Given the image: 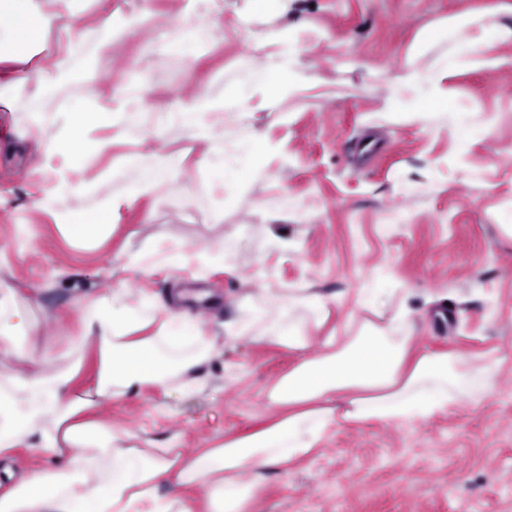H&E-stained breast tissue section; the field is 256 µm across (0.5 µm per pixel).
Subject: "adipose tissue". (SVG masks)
Segmentation results:
<instances>
[{"label": "adipose tissue", "instance_id": "ef3b65f1", "mask_svg": "<svg viewBox=\"0 0 512 512\" xmlns=\"http://www.w3.org/2000/svg\"><path fill=\"white\" fill-rule=\"evenodd\" d=\"M0 10L13 18L9 28L0 30V106L5 107L21 78L17 68L29 62L41 32L72 10L71 0H0ZM140 23L137 16L120 26L104 18L81 30L78 40L86 53H64L51 72L27 73L30 112H40L60 83L90 81L89 57L103 55ZM503 37L499 30L464 42L437 61L427 80L409 65L400 81L419 87L428 100H441L445 82L458 71L497 65L494 50ZM258 42L266 53L242 71L234 99L235 108L245 114L256 100L283 98L309 84L288 30L265 33ZM357 303L366 310L390 305L394 312L384 326L367 323L356 335L328 337L327 353L301 361L276 380L268 399L288 408V415L203 449L188 461L170 444L120 447L118 430L80 416L103 401L147 388L179 398L198 393L203 383L197 371L223 349V340L188 313L167 310L157 298L132 297L125 288L83 303L82 333L69 337L65 362L49 373L0 375V464L23 447L49 460L0 492V512H247L263 469L284 470L310 458L344 424H414L460 404L484 401L500 370L498 360L483 356L473 361L452 352L411 356V312L405 304L375 288L359 293ZM324 306L315 296L271 291L254 302L250 318L262 326V340L302 349L308 338L300 332V314L315 316ZM162 311L167 314L163 320L158 317ZM26 324L27 313L13 290L1 289L0 353L17 351ZM92 339L99 344L101 362L94 384L81 390L75 380ZM341 397L346 408L340 413L334 403ZM169 480L175 492L160 493V483ZM190 486L204 489L202 508L181 495V488Z\"/></svg>", "mask_w": 512, "mask_h": 512}]
</instances>
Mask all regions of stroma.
<instances>
[{"instance_id":"obj_1","label":"stroma","mask_w":512,"mask_h":512,"mask_svg":"<svg viewBox=\"0 0 512 512\" xmlns=\"http://www.w3.org/2000/svg\"><path fill=\"white\" fill-rule=\"evenodd\" d=\"M247 6L253 32L299 31L310 85L244 116L233 78L255 57L238 23ZM492 6L471 37L512 29V0H288L284 10L215 0L208 11L198 0H78L74 17L43 30L35 62L48 68L78 51L73 27L106 12L144 22L90 59L94 84L61 87L38 123L23 90L0 114V286L31 320L25 359L0 355V372L62 362L83 300L115 288L165 300L205 286L217 303L195 315L223 337L224 353L204 368V390L180 400L135 393L94 414L123 431L122 447L173 440L190 458L278 419L269 386L301 357L324 354L327 337L385 325L391 310L356 303L361 289L381 288L412 310L413 352L498 359L486 399L418 424L342 426L313 457L264 471L249 512H512V38L497 45L500 66L449 80L447 107L460 123L422 121L418 92L387 96L409 58L425 72L453 45L456 15ZM202 13L211 34L185 55L173 33L196 29ZM193 98L209 109L214 136L249 143L254 171L214 183L210 142L162 121ZM77 106L94 121L82 122ZM126 125L143 139L125 136ZM50 140L60 147L52 155ZM151 151L169 157L168 175L154 192L130 194L135 163ZM63 179L83 194L53 196ZM124 191L128 200L104 213ZM285 195L293 207H281ZM228 241L239 253L224 267L175 262L148 273L129 262L171 243L205 259ZM384 265L390 278L378 274ZM268 291L325 299L301 323L305 351L255 342L251 306Z\"/></svg>"}]
</instances>
